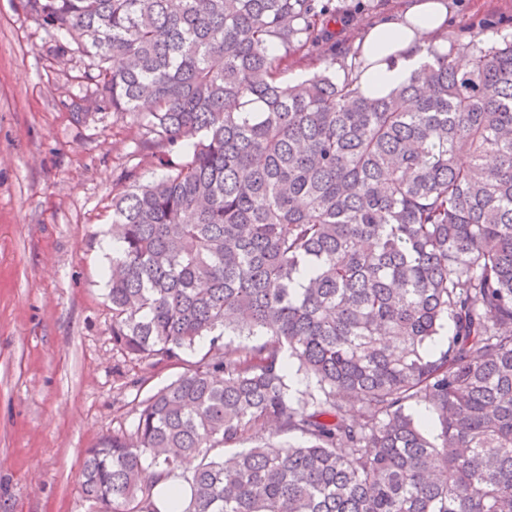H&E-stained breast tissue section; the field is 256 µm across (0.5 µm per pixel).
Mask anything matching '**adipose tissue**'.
<instances>
[{
  "mask_svg": "<svg viewBox=\"0 0 512 512\" xmlns=\"http://www.w3.org/2000/svg\"><path fill=\"white\" fill-rule=\"evenodd\" d=\"M448 10L443 0H416L395 20L370 27L361 42L365 94L381 96L406 83L426 61V48L439 44Z\"/></svg>",
  "mask_w": 512,
  "mask_h": 512,
  "instance_id": "1",
  "label": "adipose tissue"
}]
</instances>
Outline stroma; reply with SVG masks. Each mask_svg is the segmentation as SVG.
<instances>
[{
  "label": "stroma",
  "mask_w": 512,
  "mask_h": 512,
  "mask_svg": "<svg viewBox=\"0 0 512 512\" xmlns=\"http://www.w3.org/2000/svg\"><path fill=\"white\" fill-rule=\"evenodd\" d=\"M337 76L374 23L410 0H335ZM441 53L512 38V0H446ZM22 0H0V512H86L85 448L128 427L140 400L176 376L112 347L104 271L117 177L154 172L131 117L89 109L79 61Z\"/></svg>",
  "instance_id": "35a3bbf8"
}]
</instances>
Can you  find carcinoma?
<instances>
[{"mask_svg":"<svg viewBox=\"0 0 512 512\" xmlns=\"http://www.w3.org/2000/svg\"><path fill=\"white\" fill-rule=\"evenodd\" d=\"M26 8L160 148L112 197L107 298L113 347L182 372L85 450L90 508L161 512L171 477L174 512H512V40L371 98L281 80L331 0Z\"/></svg>","mask_w":512,"mask_h":512,"instance_id":"1","label":"carcinoma"}]
</instances>
